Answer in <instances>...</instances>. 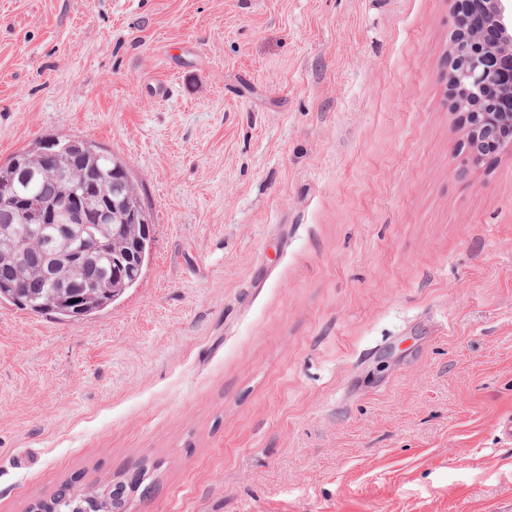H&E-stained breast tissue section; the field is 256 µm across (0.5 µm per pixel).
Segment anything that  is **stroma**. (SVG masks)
I'll return each mask as SVG.
<instances>
[{
    "instance_id": "stroma-1",
    "label": "stroma",
    "mask_w": 512,
    "mask_h": 512,
    "mask_svg": "<svg viewBox=\"0 0 512 512\" xmlns=\"http://www.w3.org/2000/svg\"><path fill=\"white\" fill-rule=\"evenodd\" d=\"M453 0H0V164L83 138L138 282L0 302V512H505L512 153L468 166ZM78 140H80L85 146L89 156L90 164L96 170L99 187L109 192L112 202L115 204V208H117L119 212L122 211V201L125 195H128L134 204L139 205L140 208H143L137 188L130 177L126 165L114 158L111 154L103 151V149L93 144L92 142L83 139ZM117 164L126 168L129 174V180L126 183V186H122L120 182L121 178L119 177L115 178L116 184H113V168ZM127 485H108L97 495H85L64 483L45 503V512H126Z\"/></svg>"
}]
</instances>
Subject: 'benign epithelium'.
Instances as JSON below:
<instances>
[{"instance_id":"7a95c632","label":"benign epithelium","mask_w":512,"mask_h":512,"mask_svg":"<svg viewBox=\"0 0 512 512\" xmlns=\"http://www.w3.org/2000/svg\"><path fill=\"white\" fill-rule=\"evenodd\" d=\"M451 59L460 64L448 70V87L456 104L467 108L468 141L477 138L498 152H512V113L503 108L512 103V0H456L455 31ZM32 224L56 225V256L75 272L84 269V253L67 247L80 237L95 248H106L112 234L105 228L110 215L105 201L96 205L77 193H68L57 203L26 210ZM0 247L20 261L28 245L10 237Z\"/></svg>"}]
</instances>
